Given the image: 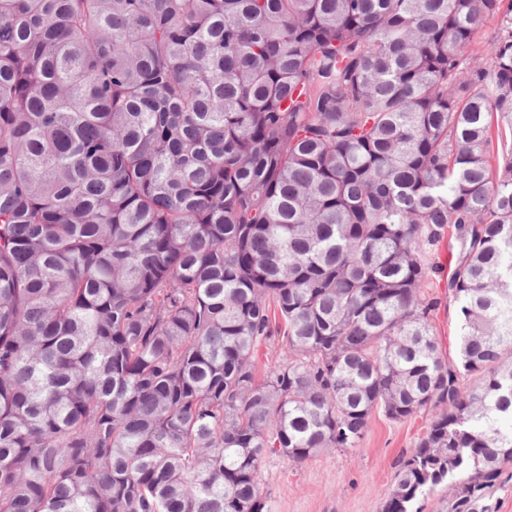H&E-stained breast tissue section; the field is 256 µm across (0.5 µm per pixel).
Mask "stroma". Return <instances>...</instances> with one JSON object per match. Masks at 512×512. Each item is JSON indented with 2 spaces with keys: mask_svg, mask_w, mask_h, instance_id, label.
Returning <instances> with one entry per match:
<instances>
[{
  "mask_svg": "<svg viewBox=\"0 0 512 512\" xmlns=\"http://www.w3.org/2000/svg\"><path fill=\"white\" fill-rule=\"evenodd\" d=\"M455 242L444 241L435 251L439 268L427 285L440 299L435 330L447 355H455L458 340L457 305L448 293V269ZM425 426L422 418L389 419L374 411L358 447L327 450L294 466L280 455L262 462L263 494L269 512H381L398 480L399 460L414 448Z\"/></svg>",
  "mask_w": 512,
  "mask_h": 512,
  "instance_id": "1",
  "label": "stroma"
}]
</instances>
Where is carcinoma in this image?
Masks as SVG:
<instances>
[{"mask_svg":"<svg viewBox=\"0 0 512 512\" xmlns=\"http://www.w3.org/2000/svg\"><path fill=\"white\" fill-rule=\"evenodd\" d=\"M510 139L512 0H0V512H263L376 410L383 512H496ZM498 33V19L497 17H489L476 30L473 39L474 53L483 57H488V53L496 40ZM456 250L454 240L448 242L444 239L435 251V261L439 270L432 273L427 285V292L431 297L440 299L441 306L434 317L435 330L439 336L443 352L454 358L458 340V314L457 305L448 294L447 281L450 253Z\"/></svg>","mask_w":512,"mask_h":512,"instance_id":"1","label":"carcinoma"}]
</instances>
